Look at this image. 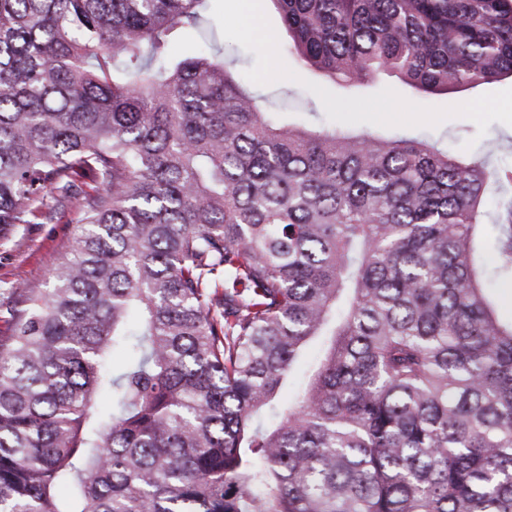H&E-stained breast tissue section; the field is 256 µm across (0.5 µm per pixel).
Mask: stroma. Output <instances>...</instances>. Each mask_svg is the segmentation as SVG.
<instances>
[{"label": "stroma", "mask_w": 512, "mask_h": 512, "mask_svg": "<svg viewBox=\"0 0 512 512\" xmlns=\"http://www.w3.org/2000/svg\"><path fill=\"white\" fill-rule=\"evenodd\" d=\"M209 15L217 40L236 51L241 74L285 122L339 131H409L466 158L512 141L511 81L444 100L412 94L389 76L358 89L319 86L284 49L280 18L268 0H212ZM80 229L71 213L57 224L25 225L18 241H0V288L19 282L46 287L53 261Z\"/></svg>", "instance_id": "stroma-1"}]
</instances>
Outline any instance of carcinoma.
Returning <instances> with one entry per match:
<instances>
[{
  "instance_id": "cac0c4a2",
  "label": "carcinoma",
  "mask_w": 512,
  "mask_h": 512,
  "mask_svg": "<svg viewBox=\"0 0 512 512\" xmlns=\"http://www.w3.org/2000/svg\"><path fill=\"white\" fill-rule=\"evenodd\" d=\"M206 2L0 0V239L83 224L0 289V512H512V167L279 123ZM270 3L323 83L512 79V0ZM205 37H210V33L208 31H204L202 34L194 32L178 34L173 44L174 54L180 58L194 56ZM498 303L499 314L503 317H511L512 315V288L510 277L495 278L492 284Z\"/></svg>"
}]
</instances>
